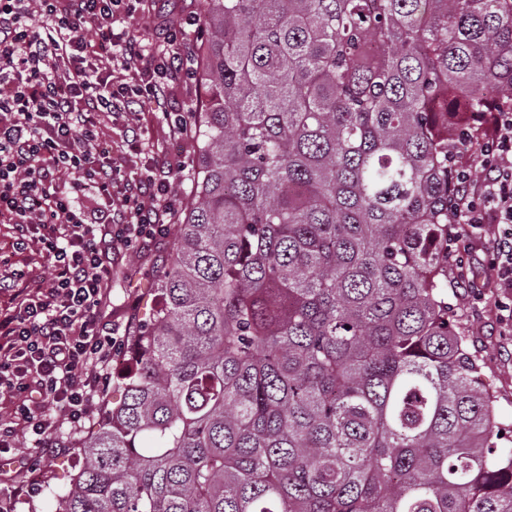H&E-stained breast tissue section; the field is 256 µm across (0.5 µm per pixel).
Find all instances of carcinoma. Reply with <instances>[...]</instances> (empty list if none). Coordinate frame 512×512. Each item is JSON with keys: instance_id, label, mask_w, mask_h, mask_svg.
Segmentation results:
<instances>
[{"instance_id": "cac0c4a2", "label": "carcinoma", "mask_w": 512, "mask_h": 512, "mask_svg": "<svg viewBox=\"0 0 512 512\" xmlns=\"http://www.w3.org/2000/svg\"><path fill=\"white\" fill-rule=\"evenodd\" d=\"M197 178L57 512H512L448 307V147L512 0H206Z\"/></svg>"}]
</instances>
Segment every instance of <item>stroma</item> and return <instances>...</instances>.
Here are the masks:
<instances>
[{
  "instance_id": "stroma-1",
  "label": "stroma",
  "mask_w": 512,
  "mask_h": 512,
  "mask_svg": "<svg viewBox=\"0 0 512 512\" xmlns=\"http://www.w3.org/2000/svg\"><path fill=\"white\" fill-rule=\"evenodd\" d=\"M205 0H159L141 15L121 24L120 29L142 39L152 38L160 22L183 15H203ZM141 133L140 146L153 157L156 165H165L169 157L195 160V142L174 134L156 111L145 109L112 127V149L126 147L130 128ZM492 229H485L481 240L470 243L455 237L448 252L460 256L461 265L448 267V304L464 328L471 349L482 359V388L495 398L498 420L512 424V327L506 326L505 303L512 301V291L500 288L490 264L488 249ZM175 236L128 254L107 250L112 278L106 288L102 307L105 319L115 327L135 336L158 298L153 284L163 268L172 263L176 251ZM82 465L77 449L40 453L29 438H21L17 448L0 453V483L19 486L16 512H53L57 494L68 490Z\"/></svg>"
}]
</instances>
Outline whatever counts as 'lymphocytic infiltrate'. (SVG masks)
Wrapping results in <instances>:
<instances>
[{
    "label": "lymphocytic infiltrate",
    "instance_id": "f902f5d3",
    "mask_svg": "<svg viewBox=\"0 0 512 512\" xmlns=\"http://www.w3.org/2000/svg\"><path fill=\"white\" fill-rule=\"evenodd\" d=\"M144 0H0V223L11 225L7 276L0 292V394L12 405L0 420V451L31 437L39 448H64L60 430L78 428L104 393L108 368L124 339L99 314L110 270L103 241L136 253L165 239L180 200L171 176L145 164L135 173L113 158L105 131L145 106L159 110L178 135L191 107L170 84L191 74L186 17L164 23L155 40L115 33ZM478 154L455 146L449 169L455 197L449 221L466 232L493 225L492 267L512 289V110L481 121ZM67 182H59L58 173ZM38 248L51 268L33 284L16 256ZM53 404L60 417L45 418Z\"/></svg>",
    "mask_w": 512,
    "mask_h": 512
}]
</instances>
